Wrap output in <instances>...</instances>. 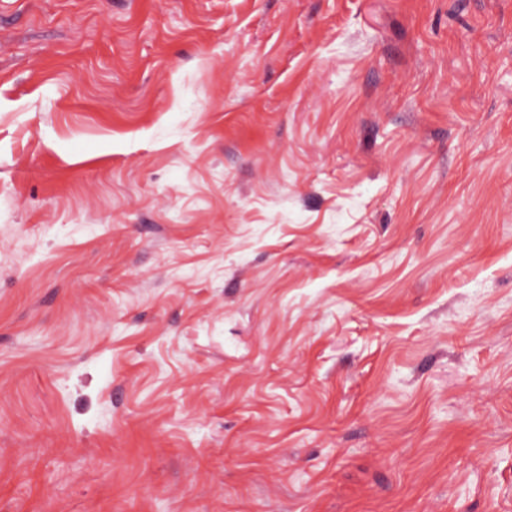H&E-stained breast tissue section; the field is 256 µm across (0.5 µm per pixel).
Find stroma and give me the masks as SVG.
Wrapping results in <instances>:
<instances>
[{
    "label": "stroma",
    "mask_w": 512,
    "mask_h": 512,
    "mask_svg": "<svg viewBox=\"0 0 512 512\" xmlns=\"http://www.w3.org/2000/svg\"><path fill=\"white\" fill-rule=\"evenodd\" d=\"M0 512H512V0H0Z\"/></svg>",
    "instance_id": "stroma-1"
}]
</instances>
